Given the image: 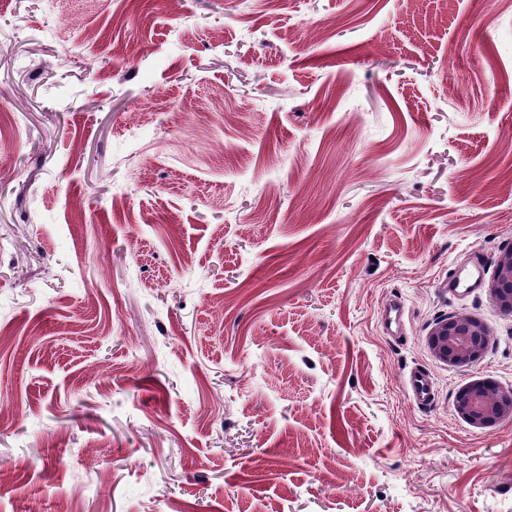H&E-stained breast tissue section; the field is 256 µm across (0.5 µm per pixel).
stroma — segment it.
I'll return each mask as SVG.
<instances>
[{
	"label": "stroma",
	"mask_w": 512,
	"mask_h": 512,
	"mask_svg": "<svg viewBox=\"0 0 512 512\" xmlns=\"http://www.w3.org/2000/svg\"><path fill=\"white\" fill-rule=\"evenodd\" d=\"M509 246L512 0H0V512H512ZM488 295L499 311L512 314V246L503 249L498 256ZM482 272L480 257L473 255L468 266L448 278V292L462 296L475 291L479 287ZM491 340L479 318L458 314L437 321L425 336L433 356L448 367H471L484 358ZM407 388L417 404L429 405L434 398V391L428 376L420 371H411L406 379ZM455 410L476 428H487L506 419L512 421V387L503 389L485 378L472 380L458 393Z\"/></svg>",
	"instance_id": "stroma-1"
}]
</instances>
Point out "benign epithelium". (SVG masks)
<instances>
[{
    "label": "benign epithelium",
    "mask_w": 512,
    "mask_h": 512,
    "mask_svg": "<svg viewBox=\"0 0 512 512\" xmlns=\"http://www.w3.org/2000/svg\"><path fill=\"white\" fill-rule=\"evenodd\" d=\"M488 295L499 311L512 314V246L498 256ZM490 340L488 326L467 314L437 321L425 336L433 356L454 368L480 363ZM455 410L459 417L476 428H487L506 419L512 421V387L504 389L492 380L475 379L458 393Z\"/></svg>",
    "instance_id": "1"
}]
</instances>
